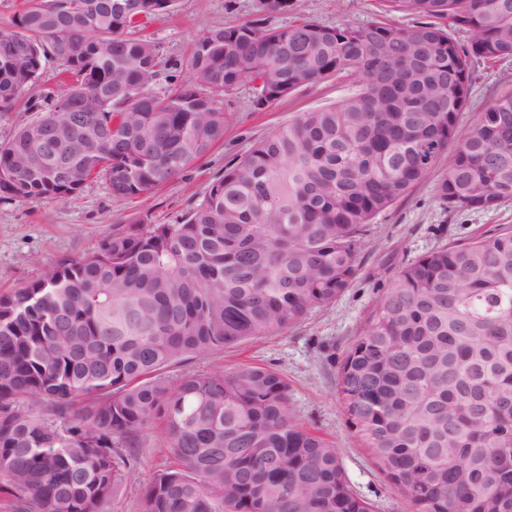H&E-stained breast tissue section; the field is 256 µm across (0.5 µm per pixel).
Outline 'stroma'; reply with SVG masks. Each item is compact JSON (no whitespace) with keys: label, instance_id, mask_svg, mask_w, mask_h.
Returning <instances> with one entry per match:
<instances>
[{"label":"stroma","instance_id":"stroma-1","mask_svg":"<svg viewBox=\"0 0 512 512\" xmlns=\"http://www.w3.org/2000/svg\"><path fill=\"white\" fill-rule=\"evenodd\" d=\"M265 17L267 26L281 27L312 19L327 26H362L382 19L404 27L411 16L383 12L380 0H302L299 13L262 14L259 0H175L171 8L148 21L145 35L174 65L172 82L182 84L188 74L183 60L198 34L206 28L248 22ZM71 80L59 63L49 60L40 82L24 89L15 107L0 112V143L10 140L34 119L30 99L59 94ZM512 88V58L474 60L469 99L460 118L467 128L499 93ZM350 85L329 80L294 91L275 107L258 110L248 90H240L227 105L230 123L223 140L190 168L157 190L118 198L100 179L88 182L80 193L62 200L25 203L0 199V296L12 294L39 278L48 266L97 252L113 234L146 224H171L199 203L225 164L248 150L297 113L335 103ZM444 164L435 169L388 211L376 217L359 253L358 270L350 286L330 306L301 325L283 332L248 339L204 357L190 358L163 369L176 380L181 375L221 370L233 373L262 366L280 373L288 383L294 418L333 442L351 485L368 499L376 512H412L393 490L377 462L349 426L337 396L343 357L363 330L376 299L392 286L402 265L450 241H460L498 225H512V200L492 210L453 214L444 210L436 184ZM174 459L160 423L139 437L131 463L134 478L125 483L115 502L118 512H139L143 490Z\"/></svg>","mask_w":512,"mask_h":512}]
</instances>
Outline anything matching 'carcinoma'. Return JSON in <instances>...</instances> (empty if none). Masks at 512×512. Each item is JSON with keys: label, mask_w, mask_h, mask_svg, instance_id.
Wrapping results in <instances>:
<instances>
[{"label": "carcinoma", "mask_w": 512, "mask_h": 512, "mask_svg": "<svg viewBox=\"0 0 512 512\" xmlns=\"http://www.w3.org/2000/svg\"><path fill=\"white\" fill-rule=\"evenodd\" d=\"M174 0H27L0 29V112L53 58L75 77L0 145V194L64 199L101 178L150 193L224 138V103L353 83L224 169L174 224L109 238L0 297V495L14 512H118L126 450L156 419L176 467L140 512H373L325 438L291 418L288 383L162 368L300 325L350 285L368 224L443 158L450 212L512 200V90L464 136L472 60L512 57V0H384L418 17L211 27L184 63L140 34ZM468 33L467 43L452 31ZM337 393L414 512H512V227L404 264L348 348Z\"/></svg>", "instance_id": "1"}]
</instances>
